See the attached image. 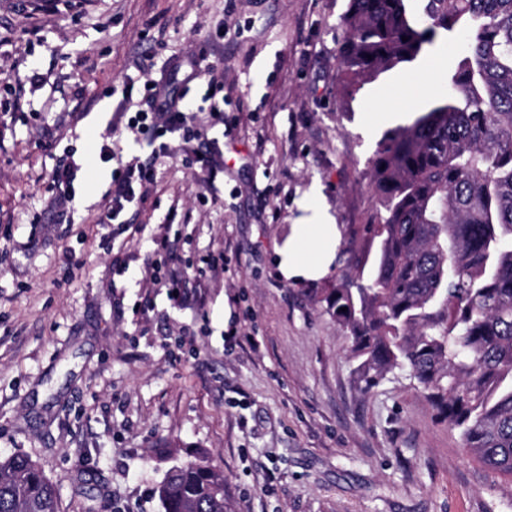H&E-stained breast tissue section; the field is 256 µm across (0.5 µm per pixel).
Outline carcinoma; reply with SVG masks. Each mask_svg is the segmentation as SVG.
Here are the masks:
<instances>
[{
  "mask_svg": "<svg viewBox=\"0 0 512 512\" xmlns=\"http://www.w3.org/2000/svg\"><path fill=\"white\" fill-rule=\"evenodd\" d=\"M408 2L347 0L346 95L443 33L465 52L448 94L379 139L375 207L315 302L350 339L363 392L406 373L474 459L512 480V0H424L419 13ZM156 494L163 512H229L224 474L200 463L171 467ZM0 512H60L56 483L26 454L0 459Z\"/></svg>",
  "mask_w": 512,
  "mask_h": 512,
  "instance_id": "1",
  "label": "carcinoma"
}]
</instances>
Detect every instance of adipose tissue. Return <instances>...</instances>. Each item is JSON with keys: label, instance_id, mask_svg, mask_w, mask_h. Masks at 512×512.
I'll list each match as a JSON object with an SVG mask.
<instances>
[{"label": "adipose tissue", "instance_id": "obj_1", "mask_svg": "<svg viewBox=\"0 0 512 512\" xmlns=\"http://www.w3.org/2000/svg\"><path fill=\"white\" fill-rule=\"evenodd\" d=\"M336 226L322 209L313 210L303 223L293 225L291 233L278 249V270L287 280H315L325 276L335 258Z\"/></svg>", "mask_w": 512, "mask_h": 512}]
</instances>
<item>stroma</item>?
Segmentation results:
<instances>
[{
	"label": "stroma",
	"instance_id": "obj_1",
	"mask_svg": "<svg viewBox=\"0 0 512 512\" xmlns=\"http://www.w3.org/2000/svg\"><path fill=\"white\" fill-rule=\"evenodd\" d=\"M346 0H0V456L24 453L61 512H163L167 470L223 471L233 512H512V484L473 461L402 373L369 393L349 341L281 277L276 250L311 201L337 229L372 212L367 160L463 55L440 43L345 100ZM222 45H215L218 30ZM192 55L223 72L224 172L196 140L158 160L141 210L98 226L113 163L99 134L144 82ZM93 165L58 207L52 170ZM173 242L148 258L145 240ZM177 271L174 306L157 277ZM239 330L225 347L229 325Z\"/></svg>",
	"mask_w": 512,
	"mask_h": 512
}]
</instances>
